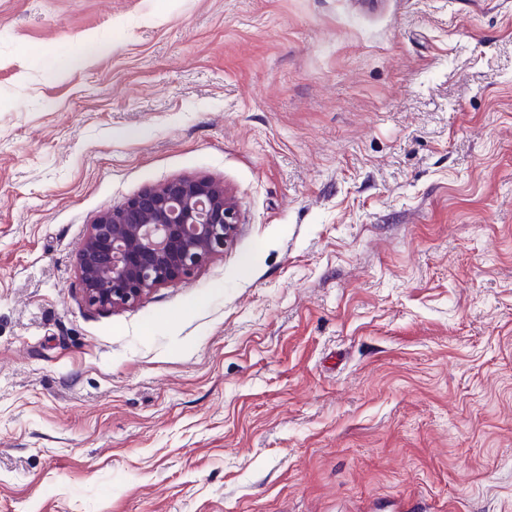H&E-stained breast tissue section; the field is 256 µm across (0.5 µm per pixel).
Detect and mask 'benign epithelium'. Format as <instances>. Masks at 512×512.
<instances>
[{
	"label": "benign epithelium",
	"instance_id": "benign-epithelium-1",
	"mask_svg": "<svg viewBox=\"0 0 512 512\" xmlns=\"http://www.w3.org/2000/svg\"><path fill=\"white\" fill-rule=\"evenodd\" d=\"M238 224L224 186L180 177L144 190L90 225L78 257L88 306L132 305L224 252Z\"/></svg>",
	"mask_w": 512,
	"mask_h": 512
}]
</instances>
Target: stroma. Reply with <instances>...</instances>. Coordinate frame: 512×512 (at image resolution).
Instances as JSON below:
<instances>
[{
	"label": "stroma",
	"instance_id": "obj_1",
	"mask_svg": "<svg viewBox=\"0 0 512 512\" xmlns=\"http://www.w3.org/2000/svg\"><path fill=\"white\" fill-rule=\"evenodd\" d=\"M183 176L231 246L89 307ZM0 512H512V0H0ZM238 224L224 186L180 177L103 212L78 257L89 307L132 305L153 289L191 275L223 253Z\"/></svg>",
	"mask_w": 512,
	"mask_h": 512
}]
</instances>
